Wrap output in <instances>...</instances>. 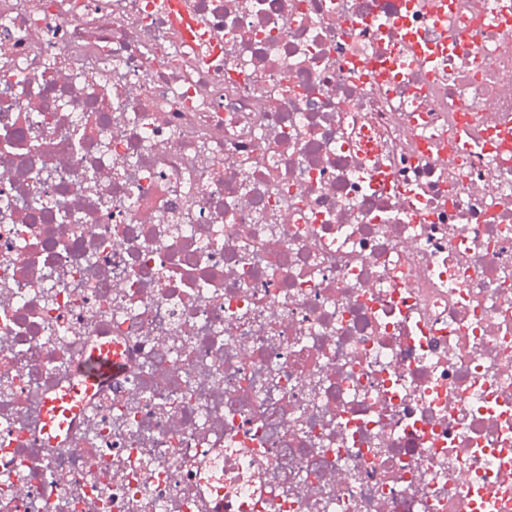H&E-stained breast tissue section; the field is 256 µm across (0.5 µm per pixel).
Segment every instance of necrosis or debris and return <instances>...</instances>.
Returning a JSON list of instances; mask_svg holds the SVG:
<instances>
[{
  "label": "necrosis or debris",
  "mask_w": 512,
  "mask_h": 512,
  "mask_svg": "<svg viewBox=\"0 0 512 512\" xmlns=\"http://www.w3.org/2000/svg\"><path fill=\"white\" fill-rule=\"evenodd\" d=\"M191 7L0 0V512H512V0ZM121 368L119 360H112L108 345L93 347L81 371L83 380L73 385L64 397L53 399L47 405L43 430L51 441L56 438L52 433L57 429L64 431L72 415L83 409V386L91 388L94 384L104 383L119 373Z\"/></svg>",
  "instance_id": "1"
}]
</instances>
